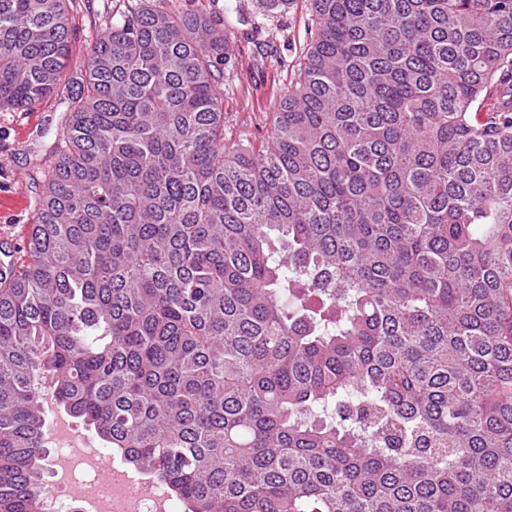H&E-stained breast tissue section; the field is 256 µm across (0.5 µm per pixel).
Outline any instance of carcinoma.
<instances>
[{
    "instance_id": "1",
    "label": "carcinoma",
    "mask_w": 512,
    "mask_h": 512,
    "mask_svg": "<svg viewBox=\"0 0 512 512\" xmlns=\"http://www.w3.org/2000/svg\"><path fill=\"white\" fill-rule=\"evenodd\" d=\"M309 2L259 145L209 16L104 20L0 279V512L43 384L189 512H512V0ZM71 29L0 0V109Z\"/></svg>"
}]
</instances>
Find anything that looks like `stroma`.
Here are the masks:
<instances>
[{
  "label": "stroma",
  "mask_w": 512,
  "mask_h": 512,
  "mask_svg": "<svg viewBox=\"0 0 512 512\" xmlns=\"http://www.w3.org/2000/svg\"><path fill=\"white\" fill-rule=\"evenodd\" d=\"M185 15L220 20L235 43L236 59L218 91L224 98V134L239 132L263 140L266 115L293 73L310 38L309 0H292L286 11L265 16L255 0H171ZM127 0H69L75 48L67 79L84 70L86 52L99 37L106 16L124 11ZM66 90H58L28 111L0 110V238L26 236L36 218L42 169L48 165L64 111Z\"/></svg>",
  "instance_id": "obj_1"
}]
</instances>
